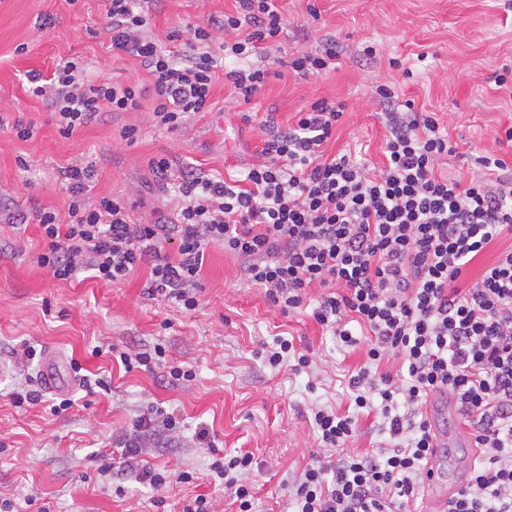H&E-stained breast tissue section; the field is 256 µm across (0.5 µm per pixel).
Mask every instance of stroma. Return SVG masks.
<instances>
[{
  "label": "stroma",
  "mask_w": 512,
  "mask_h": 512,
  "mask_svg": "<svg viewBox=\"0 0 512 512\" xmlns=\"http://www.w3.org/2000/svg\"><path fill=\"white\" fill-rule=\"evenodd\" d=\"M286 26L280 47L256 65L272 75L256 95L255 113H276L280 124L320 100L344 102L346 114L327 144L328 153L363 150L375 164L384 159L381 107L372 89L394 86L416 110L438 113L458 153L450 168H466L470 154L512 157V144L495 140L512 125V83L494 82L512 68V0H281ZM234 0H159L149 6L145 31L166 41L170 31L233 12ZM103 0H0V106L30 122L35 133L18 139L0 125V500L30 512L28 497L49 512H182L205 495L213 512H235L222 486L208 477L213 453L244 450L260 465L253 512H290L288 482L311 458H324L313 435L311 410L347 411V379L365 359L364 344L337 345L312 318L287 316L263 289L238 275L237 259L212 246L206 252L199 305L188 311L151 298L143 287L148 267L118 285L92 278H53L37 257L46 248L35 216L39 209L66 210L71 198L60 170L93 163L97 178L87 200L128 199L133 222L170 220L172 192L151 172L153 157L166 155L223 177L259 162V122L243 123L225 78H217L208 112L175 132L156 128L152 102L135 112H105L94 123L62 135L43 100L28 90L25 74L50 72L81 57L90 77L149 84L134 59L114 56ZM334 39L335 69L304 79L287 66L293 54ZM374 46V56L364 55ZM411 76H404V69ZM136 130L135 142L125 134ZM29 162L20 170L19 158ZM28 216L13 224L10 214ZM292 338L312 364L295 373L270 369L260 351L275 337ZM37 350L23 359L24 345ZM166 350L160 366L125 369L115 351ZM55 358L62 383L43 382L47 358ZM191 367L192 380L169 383L170 364ZM93 386H86V379ZM40 400L14 403L17 392ZM67 410L54 412L61 400ZM159 407L179 422L176 432L151 440L141 460L188 483L160 489L139 481L118 439L148 409ZM445 432L451 464L449 485L465 483L475 448L471 428L455 407L433 411ZM208 431L214 448L198 439Z\"/></svg>",
  "instance_id": "stroma-1"
}]
</instances>
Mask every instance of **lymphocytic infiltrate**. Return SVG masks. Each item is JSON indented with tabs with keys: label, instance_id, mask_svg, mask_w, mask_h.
<instances>
[{
	"label": "lymphocytic infiltrate",
	"instance_id": "f902f5d3",
	"mask_svg": "<svg viewBox=\"0 0 512 512\" xmlns=\"http://www.w3.org/2000/svg\"><path fill=\"white\" fill-rule=\"evenodd\" d=\"M106 2L113 54L137 60L151 82L92 80L76 57L46 76L28 72L33 94L66 136L101 112L137 110L148 96L156 126L178 130L208 111L222 57L243 62L276 46L286 25L276 0H236L224 19L172 31L163 43L144 31L141 0ZM182 40L188 51L176 49ZM269 76L261 66L226 72L244 122L252 121L247 107ZM374 93L388 132L383 165L325 154L345 103L315 101L284 128L269 112L261 121L264 161L243 178L227 181L167 156L150 160L155 177L173 188L174 216L166 224L132 223L118 197L87 203L93 165L65 167L72 201L66 214L51 207L37 213L47 243L37 261L59 280L87 269L112 285L146 265L147 296L193 310L206 250L220 245L282 313L308 314L346 347L357 345L354 330L364 328L366 359L347 383L352 411L312 412L319 446L338 455L304 467L290 495L295 512H412L440 454L425 411L438 395L452 398L479 450L443 512H512V249L476 281L465 280L492 242L512 237V166L485 153L476 158L477 172H444L454 149L437 114L400 104L392 86ZM392 361L399 365L394 374L383 369ZM365 412L387 421L393 447L343 453ZM176 425L159 409L140 416L123 438L126 457L137 459L147 437ZM253 474L248 452L209 466L237 512H251Z\"/></svg>",
	"mask_w": 512,
	"mask_h": 512
}]
</instances>
